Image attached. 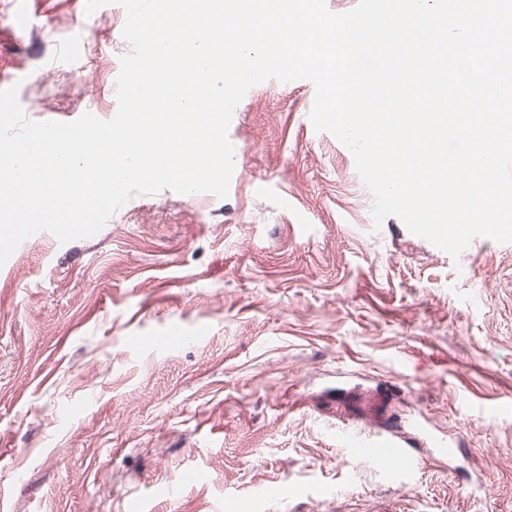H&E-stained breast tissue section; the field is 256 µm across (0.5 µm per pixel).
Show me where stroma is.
Masks as SVG:
<instances>
[{
    "mask_svg": "<svg viewBox=\"0 0 512 512\" xmlns=\"http://www.w3.org/2000/svg\"><path fill=\"white\" fill-rule=\"evenodd\" d=\"M85 2L24 24L0 0V77L29 120L117 110L126 11ZM36 30L56 45L38 63ZM314 97L307 79L247 92L227 197L136 196L0 266V512H512V243L455 259L374 226ZM350 424L408 437L417 473L349 456Z\"/></svg>",
    "mask_w": 512,
    "mask_h": 512,
    "instance_id": "35a3bbf8",
    "label": "stroma"
}]
</instances>
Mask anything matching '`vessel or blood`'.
<instances>
[{
  "instance_id": "vessel-or-blood-1",
  "label": "vessel or blood",
  "mask_w": 512,
  "mask_h": 512,
  "mask_svg": "<svg viewBox=\"0 0 512 512\" xmlns=\"http://www.w3.org/2000/svg\"><path fill=\"white\" fill-rule=\"evenodd\" d=\"M341 442L351 456L379 465L396 480L412 474L419 465L406 440L392 433L363 436L348 429L343 432Z\"/></svg>"
}]
</instances>
